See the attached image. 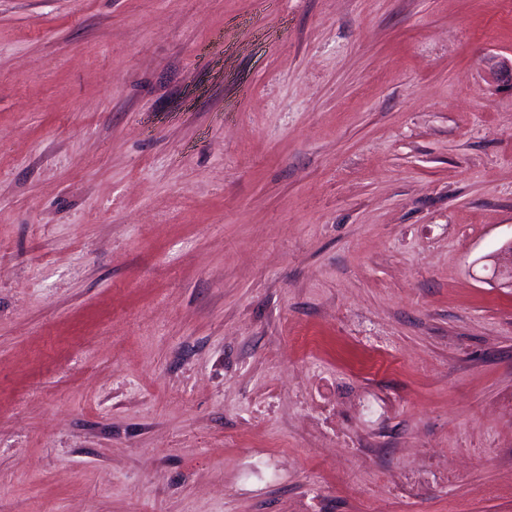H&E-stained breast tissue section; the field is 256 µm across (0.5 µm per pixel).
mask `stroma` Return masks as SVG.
Listing matches in <instances>:
<instances>
[{"instance_id": "stroma-1", "label": "stroma", "mask_w": 512, "mask_h": 512, "mask_svg": "<svg viewBox=\"0 0 512 512\" xmlns=\"http://www.w3.org/2000/svg\"><path fill=\"white\" fill-rule=\"evenodd\" d=\"M512 0H0V512H512Z\"/></svg>"}]
</instances>
